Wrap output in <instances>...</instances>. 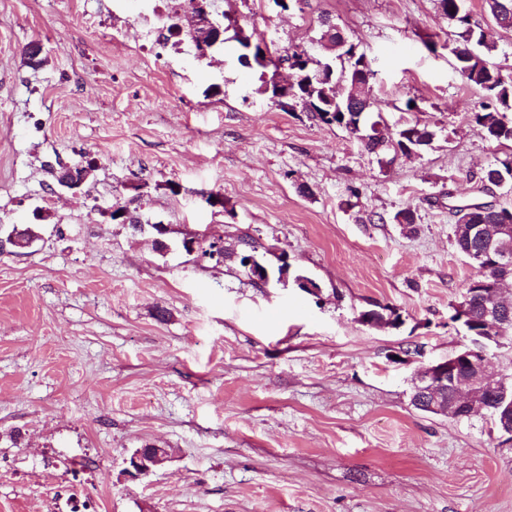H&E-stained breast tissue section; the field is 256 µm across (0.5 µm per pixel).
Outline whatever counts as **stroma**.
I'll return each instance as SVG.
<instances>
[{
	"label": "stroma",
	"mask_w": 512,
	"mask_h": 512,
	"mask_svg": "<svg viewBox=\"0 0 512 512\" xmlns=\"http://www.w3.org/2000/svg\"><path fill=\"white\" fill-rule=\"evenodd\" d=\"M236 8L282 51L316 50L329 17L370 61L384 125L434 138L379 157L369 126L279 110L235 42L200 60L170 40L188 11L172 0H0V512H512V443L411 404L464 341L456 206L512 208L483 180L512 141L475 122L453 24L439 0ZM74 163L92 171L70 191L52 171ZM127 203L142 230L107 215ZM29 226L31 247L7 245ZM243 231L290 281L258 288L182 247ZM383 307L395 324L361 322ZM148 446L169 461L129 480Z\"/></svg>",
	"instance_id": "obj_1"
}]
</instances>
